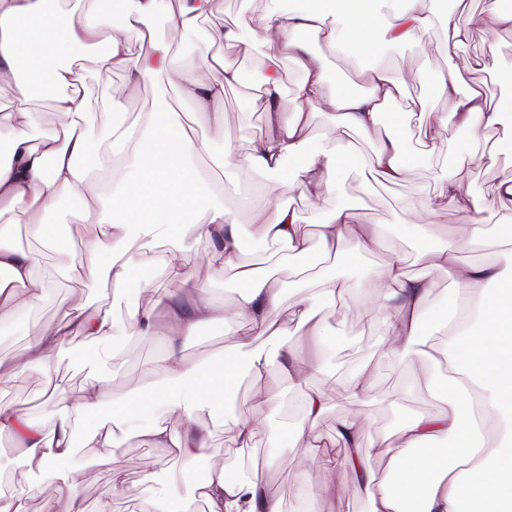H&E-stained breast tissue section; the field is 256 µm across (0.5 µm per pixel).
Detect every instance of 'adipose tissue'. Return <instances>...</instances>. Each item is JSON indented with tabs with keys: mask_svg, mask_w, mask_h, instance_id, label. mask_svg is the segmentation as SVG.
<instances>
[{
	"mask_svg": "<svg viewBox=\"0 0 512 512\" xmlns=\"http://www.w3.org/2000/svg\"><path fill=\"white\" fill-rule=\"evenodd\" d=\"M165 2L121 0L120 14L104 30L92 17L61 12L60 0H0V93L15 102L14 111L0 114V126L11 130L8 156L0 161V215L21 206L40 212L41 221L28 223V233L43 246L68 255L64 276L104 282L116 296L131 282L135 247L170 237L174 247L166 259L167 273L171 280L192 287L194 295L188 306L150 297L151 282L144 278L139 289L148 294V301L126 312L133 337L154 338L165 347L164 354L149 364L162 383L151 401L130 399L114 410L111 371L104 364L94 366L77 396L57 387L46 393V401L57 409L53 429L16 404L0 401V439L23 448L22 464L29 473L50 472L58 481L41 512H85L74 493L75 476L65 467L74 454V428L80 421L93 423L85 445L99 449L117 490L125 484L123 467L113 453L119 437L141 435L155 447L175 449L186 462L197 460L208 448L206 417L223 400L229 379L242 374L258 380L271 374L285 377L300 397L304 420L294 430V442L318 463L324 482L316 484L311 474H304L299 494H317L332 506L343 504L349 490L336 476L349 471L359 479L357 490L367 498L368 512H463L470 502L480 503V512H512V289L503 285L504 270L512 271V250L485 263L461 261V248L481 250L487 237L483 207L456 172L445 167L434 172L429 202L453 206L468 216L472 233L466 245L451 240L420 251V276L405 274L406 259L399 254L375 272L377 317L384 327L379 347L384 355L406 366L422 361L448 371V394L435 414L414 416L402 425L397 439L385 436L373 444L389 451L379 473L370 461L365 419L337 420L339 452L328 453L315 444L313 431L324 416L325 402L321 391L308 387L307 381L323 369L331 341L324 311L336 305V286L327 285L315 298L300 297L293 327L281 326L280 280L260 259L238 260L236 218L219 201L222 189L193 166L209 142L220 140L224 147L215 159L222 167L291 177L309 203H323L325 213L314 245L301 233L296 210L281 200L267 201L252 212L259 235L287 246L295 257L382 249L385 228L358 223L352 209L336 203L331 194L341 159L354 148L349 139L353 133L375 143L369 166L376 182L405 179L409 166L403 137L383 115L404 97L408 81H422L426 75L416 70L398 79L376 65L365 74V91L332 92L323 58L312 50V42L332 49L349 45L358 54L374 55L383 46H417L425 36L435 35L438 51L449 63L434 77L436 92L451 106L445 112L423 101L411 106L412 112L427 119L428 148L433 151L448 125L477 132L502 124L504 109L491 105L480 79H473L468 91H460L453 61L469 34L487 19L512 28V11L460 16L444 10L441 0H315L313 7L292 10L288 0H267L261 13L241 18L236 27L214 26L211 42L238 45L247 52L262 44L272 64L263 83L268 130L241 153L223 140L224 90L240 82L239 70L214 60L174 65L168 44L156 37L154 28ZM135 40L146 49L133 59L129 52ZM82 52L93 54L100 72L126 67L127 85L150 83L161 96L166 88L158 80L172 72L185 96L206 114L208 141L192 138L173 115L153 139L133 128L118 130L112 117L125 106L127 85L113 88L108 111H90L77 90L83 73L76 56ZM282 58L291 59L300 74L289 112L282 106L281 79L273 67ZM44 85L54 93L56 111L73 122L39 134L27 104L34 90ZM322 112L334 120L336 140L314 150L309 129L313 117ZM102 129L110 132L112 152L123 156L126 168L135 169V179L117 184L93 176V139ZM65 202L80 205L85 222L98 225L96 237L78 246L71 237L53 233L48 218ZM189 212L198 215L192 224L195 236L212 245L201 256L179 232ZM41 258V252L17 245L13 225H0L1 330L15 326L51 288V280L39 272ZM200 259L216 281L223 279L225 266H232L240 285L232 311L216 304L209 288H193L192 268ZM435 271L447 278L460 302L456 319L463 323V331L454 330L448 321L438 330L448 344L462 345L468 359L463 366L442 365L419 323L431 294L425 276ZM229 321L246 332L225 351L219 365L182 354L181 340L196 327ZM118 330L111 307L91 302L82 291H71L57 320L44 323L38 335L14 354L0 356V382L24 379L34 367L52 377L68 345L84 339L110 342L117 339ZM155 402L164 407L170 423L152 420ZM197 499L205 502L207 512H280L269 478L258 470L239 480L229 479L224 469L210 470L197 481L190 498L182 500L178 512H192Z\"/></svg>",
	"mask_w": 512,
	"mask_h": 512,
	"instance_id": "ef3b65f1",
	"label": "adipose tissue"
}]
</instances>
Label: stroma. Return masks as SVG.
<instances>
[{"label": "stroma", "mask_w": 512, "mask_h": 512, "mask_svg": "<svg viewBox=\"0 0 512 512\" xmlns=\"http://www.w3.org/2000/svg\"><path fill=\"white\" fill-rule=\"evenodd\" d=\"M265 0H213L209 16L197 20L193 30L185 32L159 22L157 32L169 41L172 53L179 58L226 56L245 77L244 87H232L224 94V133L239 149L246 151L251 141L267 131V119L258 95L262 87L263 65L260 54H248L236 46H217L208 40L213 25L234 26L241 13H259ZM459 59L479 58L486 74L497 76L512 70V29H504L493 23H486L473 32L471 38L460 47ZM382 65L395 77L414 70L426 71L427 81L419 86V95L431 100L437 110L448 111L447 99L437 97L431 81L432 74L445 70V59L437 50L435 37H426L420 47L397 46L390 48L381 59ZM81 67L85 75L83 90L96 108L107 104L110 87L124 83L125 68L113 69L102 74L92 58H84ZM405 103H397L391 111L403 123L405 151L411 166L405 181L392 185L373 184L370 192H363L362 179L367 176V154L358 152L345 160V172L341 186L336 193L337 200H351L356 220L361 224H380L390 231L387 250L398 251L416 258L425 248L438 246L447 240L466 242L472 230L469 220L454 208L440 205L433 214H425L426 199L423 193L430 177L423 161L419 142L417 120H406ZM449 146L441 160L455 169L471 193L479 198L486 216H493L498 201L493 188L498 180L512 174V154L498 156L494 166L472 163L471 155L488 147L497 146L501 138L498 129L491 128L472 133L456 126H449L443 133ZM224 202L235 210L241 238L251 240V249H240L239 259L263 256L267 251L281 253V246H274L257 236L251 222L248 204L260 201L270 195L291 204L297 211L298 222L307 230L308 237H315L324 211L320 206L305 202L296 185L288 178L268 179L246 170H228L224 173ZM418 220L426 224V231L411 233L406 220ZM168 243L159 240L144 249L149 263L143 273L148 276L159 294L190 304L191 295L182 285L171 282L164 267ZM377 262L376 257L352 256L343 261H332L321 268L320 276L336 279L337 283L352 289L354 296L337 305L328 319L338 338L335 352L328 361L326 373L312 379L313 387L322 391L326 413L318 424L315 437L320 445L336 448V421L339 417L369 414L372 425L370 438L381 435L395 436L400 427L414 415L431 414L439 410L442 401L435 394L433 373L426 363L417 362L403 367L392 359H382L377 378V388L384 394V406L362 404L352 401L344 390V377L363 361L375 348L380 336L376 325L375 288L370 270ZM65 289L56 288L49 292L41 307L27 320L19 323L10 335L0 338V352L15 350L37 336L42 325L56 318L60 303L66 298ZM236 341L235 335L226 333L224 324L214 323L205 327L203 334L191 336L184 344L183 351L198 362L218 361L226 347ZM95 353L99 358L114 360L116 371L112 377L111 390L116 398L145 396L150 378L145 372L146 363L157 352L156 345L147 339L131 342L121 351H114L112 345L99 344L95 349L81 346L64 357L60 374L71 390H79L87 373V355ZM266 394L272 395L273 403L265 410L266 431L260 434L247 454L259 459L263 471L270 476L275 492L281 500L282 512H318L316 499L298 495L296 477L303 471H311L314 480H321L320 467L315 466L311 457L295 447L292 430L303 419L298 395L288 389L286 382L269 376L263 379ZM44 388V378L39 372H31L22 383L0 388V399L17 403L38 416L46 426L56 422L53 405L39 402ZM237 404L242 414L251 413L256 404L253 400L251 380L239 379L217 403L213 417L217 427L211 428L208 438L210 457L234 467L242 454L232 427L222 426L225 407ZM125 471L126 482L121 489H113L112 475L107 464L95 458L92 448H78L69 462L75 471L78 499L86 512H96L100 503H107L108 512H139L144 498H152L168 505L188 496L197 480V468L185 464L172 449L142 445L124 437L116 450ZM20 448L7 439L0 440V460L11 462L10 469L16 481L31 482L35 491L27 501L28 512H40L44 494L51 491V474L30 476L19 465ZM154 473L152 482H143L145 473Z\"/></svg>", "instance_id": "35a3bbf8"}]
</instances>
